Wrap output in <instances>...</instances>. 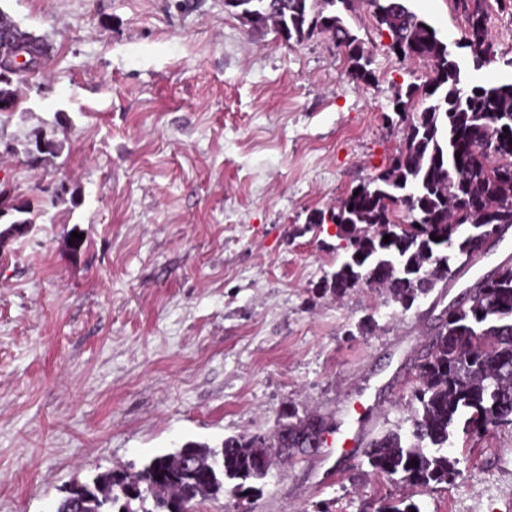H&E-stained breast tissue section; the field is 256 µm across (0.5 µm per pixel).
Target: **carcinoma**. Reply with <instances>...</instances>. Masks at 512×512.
Listing matches in <instances>:
<instances>
[{"label":"carcinoma","instance_id":"obj_1","mask_svg":"<svg viewBox=\"0 0 512 512\" xmlns=\"http://www.w3.org/2000/svg\"><path fill=\"white\" fill-rule=\"evenodd\" d=\"M351 2L224 0V8L252 28H274L288 42L328 35L353 79L368 83L374 78L372 56L342 14ZM369 3L390 49L430 62L431 70L423 83L398 88L392 102L401 106L404 148L368 184L349 191L311 224H334L346 241L344 258L325 287L338 296L362 285L382 288L408 310L438 284L456 280L493 226L512 225V81H470L448 44L407 0ZM453 3L466 20L461 45L471 50L478 70L497 57L486 0ZM41 77L39 66L22 79ZM22 79L0 70V110H14L15 83ZM38 214L32 201L0 207V220L8 218L0 234L16 224L29 228ZM414 367L407 432L372 438L363 456L377 475L434 490L457 473V460L448 454L456 431L471 437L512 426V259L444 311ZM316 426L327 430L320 415H283L273 432L281 435V457L310 447ZM263 440L228 437L219 448L189 442L139 469L99 472L72 484L55 512H194L224 493L259 494L257 483L268 476ZM376 512L420 508L404 497L383 500Z\"/></svg>","mask_w":512,"mask_h":512}]
</instances>
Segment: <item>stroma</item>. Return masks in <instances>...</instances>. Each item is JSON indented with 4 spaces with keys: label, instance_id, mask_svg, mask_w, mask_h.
Returning <instances> with one entry per match:
<instances>
[{
    "label": "stroma",
    "instance_id": "stroma-1",
    "mask_svg": "<svg viewBox=\"0 0 512 512\" xmlns=\"http://www.w3.org/2000/svg\"><path fill=\"white\" fill-rule=\"evenodd\" d=\"M354 5L367 85L326 36L285 41L224 0H0L49 46L45 80L0 112V190L42 203L0 247V512H53L75 477L268 435L291 409L358 447L277 462L259 497L197 512H375L404 496L421 512H512V426L449 446L460 474L432 493L373 474L361 450L408 427L417 354L512 240L407 311L367 287L322 290L336 227H302L402 148L394 93L429 70ZM408 5L469 79L512 80L503 62L474 68L452 0ZM37 137L60 152L28 157Z\"/></svg>",
    "mask_w": 512,
    "mask_h": 512
}]
</instances>
